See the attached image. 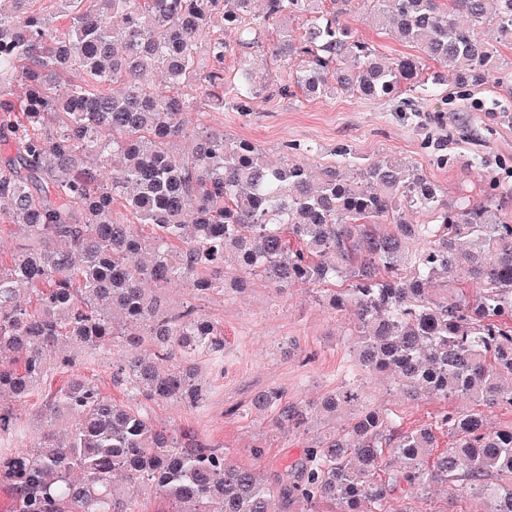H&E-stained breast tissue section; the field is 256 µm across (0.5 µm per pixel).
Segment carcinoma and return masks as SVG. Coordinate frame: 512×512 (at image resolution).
Wrapping results in <instances>:
<instances>
[{
    "instance_id": "cac0c4a2",
    "label": "carcinoma",
    "mask_w": 512,
    "mask_h": 512,
    "mask_svg": "<svg viewBox=\"0 0 512 512\" xmlns=\"http://www.w3.org/2000/svg\"><path fill=\"white\" fill-rule=\"evenodd\" d=\"M350 2L263 0L258 14L255 0H63L65 23L54 27L30 0H0V200L22 240L0 260V395L21 400L84 350L120 344L112 379L145 402L197 409L195 358L221 356L224 339L197 305L171 308L160 289L178 284L201 301L229 281L278 294L339 281L327 304L353 315L361 373L411 398L512 408V213L500 204L512 186L489 172L480 196L450 201L404 157L359 162L341 146L317 176L296 159L299 144L274 158L222 130L186 127L199 96L242 112L268 96L255 67L224 71L267 24L280 25L272 54L284 95L429 96L438 77L423 73V57L464 90L493 72L512 82L495 47L512 40V0H367L371 23L421 52L397 59L344 21ZM215 27L235 44L212 37ZM414 213L430 221L414 224ZM138 224L153 229L147 260ZM251 405L285 434L305 429L314 409L279 388ZM321 405L355 413L272 489L195 432L159 427L145 406L118 404L76 373L39 415L66 428L1 453L0 481L18 512H134L142 485L182 505L173 512H317L324 501L404 512L393 502L433 483L467 489L482 512H512V424L451 410L406 428L363 397L354 374ZM17 422L0 403V434ZM438 429L452 443L432 458Z\"/></svg>"
}]
</instances>
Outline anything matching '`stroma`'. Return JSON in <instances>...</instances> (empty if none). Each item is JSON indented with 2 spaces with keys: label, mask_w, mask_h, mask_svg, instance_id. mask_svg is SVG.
I'll use <instances>...</instances> for the list:
<instances>
[{
  "label": "stroma",
  "mask_w": 512,
  "mask_h": 512,
  "mask_svg": "<svg viewBox=\"0 0 512 512\" xmlns=\"http://www.w3.org/2000/svg\"><path fill=\"white\" fill-rule=\"evenodd\" d=\"M361 4H353L347 22L377 52L389 58L416 54L411 44L390 30L369 25ZM454 80L440 92L419 99L415 111H402L399 97L365 100L338 95L316 100L301 96L270 95L252 111L217 109L207 100L186 114L187 126L207 124L222 128L232 138L247 139L279 152L283 143L310 146L306 163L317 172L333 165L336 146H351L356 157L371 160L397 155L415 162L449 199L477 194L480 173L500 168L512 160V84L501 85L497 77L455 98ZM448 155L447 165H437L439 155ZM512 184V172L501 170ZM311 286L298 284L287 294L276 295L256 281L244 292L225 290L223 295L203 301L202 308L224 336V354L200 356L198 368L206 388L200 409L175 403L152 405L158 425L192 427L203 442L223 448L240 465L260 469L268 484H275L280 468L299 457L305 448L333 430L343 428L352 416L344 409L336 419L314 415L305 431L288 435L276 431L270 413L252 409L253 395L265 388H280L291 401H312L345 382L356 358L346 334L348 318L318 304ZM119 348L82 353L75 370L115 402L128 404L132 397L125 386L112 379ZM67 372L54 374L27 398L15 402L19 416L17 439L0 437V452L23 444L35 445L41 424L37 419L48 394L65 384ZM363 393L373 404L393 410L405 426L433 422L448 409L473 410L471 402L422 397L414 401L386 381L363 379ZM407 512H480L481 501L466 490L448 494L443 485H431L427 493L412 492L402 502Z\"/></svg>",
  "instance_id": "obj_1"
}]
</instances>
